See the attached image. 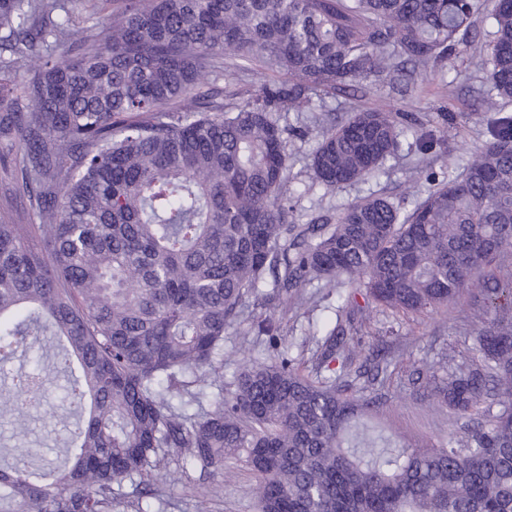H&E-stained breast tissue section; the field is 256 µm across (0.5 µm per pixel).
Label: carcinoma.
<instances>
[{
	"mask_svg": "<svg viewBox=\"0 0 512 512\" xmlns=\"http://www.w3.org/2000/svg\"><path fill=\"white\" fill-rule=\"evenodd\" d=\"M0 0V370L50 327L78 420L46 473L23 450L0 467V512H114L115 488L158 497L226 459L256 477L260 512H512V117L412 208L385 194L295 225L281 114L314 112L309 169L327 190L364 181L423 118L314 108L351 87L474 42L476 0ZM480 48L489 91L512 100V0H492ZM268 76L227 103L224 62ZM496 245L494 253L489 244ZM485 300L477 356L417 367L471 417L448 447L399 446L321 369L359 349L312 337L313 373L283 354L224 385V332L317 281L391 314ZM38 373L0 390L23 416ZM217 390L210 409L205 389Z\"/></svg>",
	"mask_w": 512,
	"mask_h": 512,
	"instance_id": "1",
	"label": "carcinoma"
}]
</instances>
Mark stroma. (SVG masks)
Listing matches in <instances>:
<instances>
[{
  "label": "stroma",
  "instance_id": "obj_1",
  "mask_svg": "<svg viewBox=\"0 0 512 512\" xmlns=\"http://www.w3.org/2000/svg\"><path fill=\"white\" fill-rule=\"evenodd\" d=\"M382 101L396 110L421 116L440 112L456 115L458 122L446 129L444 145L461 167L490 139L495 119L512 116V102L503 103L488 95L480 59L470 49L417 73L414 88L407 95L393 94L386 87H371L354 97L329 99L327 108L347 115ZM313 147V141L307 139L293 141L292 205L293 220L298 224L374 193L416 200L426 187L427 171L441 169L435 151L407 147L375 176L330 192L310 174L308 162ZM304 299V305L292 303L284 310L264 304L256 307V314L280 319L277 347H270L267 337L255 335L246 326L226 331L225 379H232L249 361L274 359L282 352L296 359L312 356L316 346L311 336L334 326L340 301L336 293L316 285L306 288ZM481 307L479 288L474 284L466 287L447 310L438 313L392 317L377 308L362 307L354 315L353 328L345 329L343 338L361 349L365 372L360 375L355 368H340L336 376L349 381L384 434L396 443L447 444L450 435L462 434L463 419L440 406L424 384L411 380L409 373L413 367L436 358L451 343L464 357L475 356L476 327L470 318ZM58 351L56 339L43 336L24 360L25 366H39L51 393L25 416L0 415V446L28 449L32 460L47 468L55 466L61 439L73 421L65 397V378L56 366ZM254 487L251 470L229 460L207 479L188 485L172 484L161 498H143L142 505L145 512H258Z\"/></svg>",
  "mask_w": 512,
  "mask_h": 512
}]
</instances>
